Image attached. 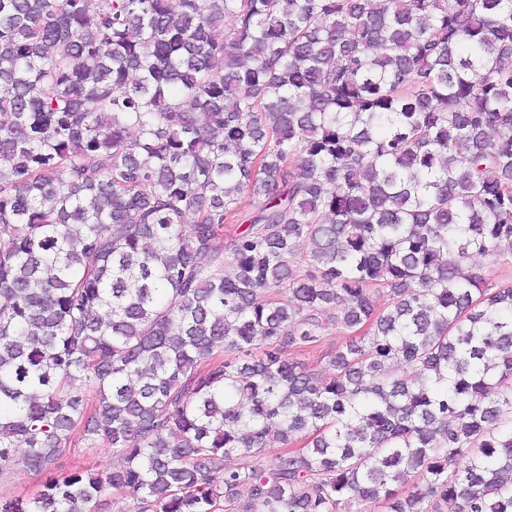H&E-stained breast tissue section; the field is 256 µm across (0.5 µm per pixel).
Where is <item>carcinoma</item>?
<instances>
[{"mask_svg":"<svg viewBox=\"0 0 512 512\" xmlns=\"http://www.w3.org/2000/svg\"><path fill=\"white\" fill-rule=\"evenodd\" d=\"M476 256L512 0H0V475H46L0 512H512ZM76 434L122 464L51 474ZM342 336H346L343 333V330L336 329V326H331L328 330L324 332V341L322 346L314 352H287L290 353L288 357H293L301 362L306 363L307 365H310L311 367L317 365L320 362L321 359H323V355L330 350L336 349V346L340 345V342L343 340Z\"/></svg>","mask_w":512,"mask_h":512,"instance_id":"cac0c4a2","label":"carcinoma"}]
</instances>
